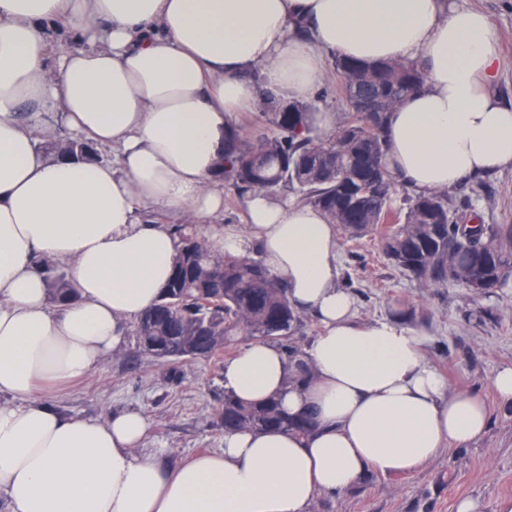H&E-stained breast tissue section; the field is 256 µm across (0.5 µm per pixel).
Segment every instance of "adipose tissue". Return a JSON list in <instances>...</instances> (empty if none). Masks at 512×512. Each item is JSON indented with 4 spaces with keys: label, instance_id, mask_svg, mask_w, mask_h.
<instances>
[{
    "label": "adipose tissue",
    "instance_id": "obj_1",
    "mask_svg": "<svg viewBox=\"0 0 512 512\" xmlns=\"http://www.w3.org/2000/svg\"><path fill=\"white\" fill-rule=\"evenodd\" d=\"M336 53L425 70L389 116L396 180L427 193L512 167L495 34L449 0H0V512H311L366 471L413 473L485 435L487 407L427 363V333L357 317L321 211L255 191L248 232L220 222L233 115L269 88L309 97ZM60 125L111 162L45 154L40 136ZM151 209L186 215L218 253L258 249L319 320L303 382L263 341L222 370L225 390L314 412V430L230 431L223 449L166 467L143 413L81 418L46 401L120 351L168 280L178 241L143 221ZM38 257L64 265L75 300L51 301Z\"/></svg>",
    "mask_w": 512,
    "mask_h": 512
}]
</instances>
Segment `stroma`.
<instances>
[{"label":"stroma","mask_w":512,"mask_h":512,"mask_svg":"<svg viewBox=\"0 0 512 512\" xmlns=\"http://www.w3.org/2000/svg\"><path fill=\"white\" fill-rule=\"evenodd\" d=\"M483 11L498 40L503 67L497 85L512 105V0H451ZM471 197L482 223L512 225V168L448 188ZM339 285L353 297L360 319H392L428 332L425 356L450 389L483 399L491 412L485 436L466 448L449 447L411 475L369 471L347 490L318 497L314 512H456L460 499L480 500L487 512L512 497V406L497 400L492 378L512 365V276L483 296L459 286L420 281L384 257L379 233L339 237ZM223 359H187L169 366L141 352L136 336L86 379L52 394L69 414L103 419L143 411L148 445L174 466L224 445L215 409L224 396Z\"/></svg>","instance_id":"obj_1"}]
</instances>
